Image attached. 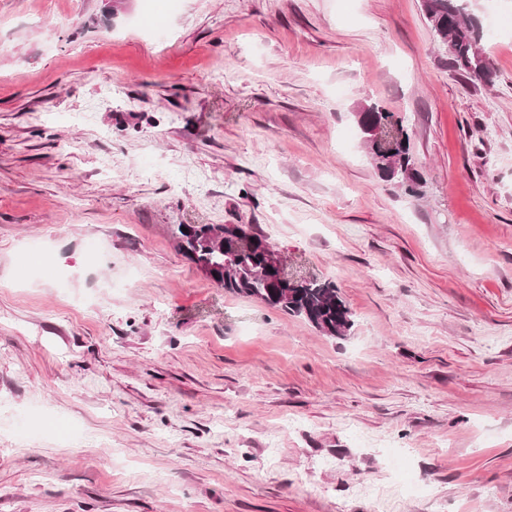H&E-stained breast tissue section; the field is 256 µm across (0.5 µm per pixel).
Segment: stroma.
I'll use <instances>...</instances> for the list:
<instances>
[{
    "instance_id": "stroma-1",
    "label": "stroma",
    "mask_w": 512,
    "mask_h": 512,
    "mask_svg": "<svg viewBox=\"0 0 512 512\" xmlns=\"http://www.w3.org/2000/svg\"><path fill=\"white\" fill-rule=\"evenodd\" d=\"M477 14L490 87L421 0H0V512H512V0ZM180 224L264 234L352 329ZM357 116L364 143L380 178L404 188L411 196L419 195L421 175L410 151L403 120L377 104L366 105ZM377 130L395 131L397 134L391 137L384 149H379L372 144V137ZM182 227L188 232H183ZM214 227L180 224L175 233L179 249L200 269L208 271L214 283L226 292L302 316L326 336H347L353 326L351 313L333 283L293 280L285 271L280 279L267 266L270 249L275 248L265 237L237 225V239H224L215 235Z\"/></svg>"
}]
</instances>
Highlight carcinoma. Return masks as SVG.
<instances>
[{
	"instance_id": "obj_1",
	"label": "carcinoma",
	"mask_w": 512,
	"mask_h": 512,
	"mask_svg": "<svg viewBox=\"0 0 512 512\" xmlns=\"http://www.w3.org/2000/svg\"><path fill=\"white\" fill-rule=\"evenodd\" d=\"M429 28L445 47L451 67L471 82L491 85L497 77L491 61L481 52L482 33L462 0H422ZM370 159L381 179L415 196L421 175L410 151L403 120L384 108L370 104L357 113ZM187 231H182V228ZM177 245L224 291L257 299L286 313L302 316L324 335L347 336L353 323L345 301L331 282L278 277L267 266L273 245L263 236L241 226L235 239L214 233L212 224L177 226Z\"/></svg>"
}]
</instances>
